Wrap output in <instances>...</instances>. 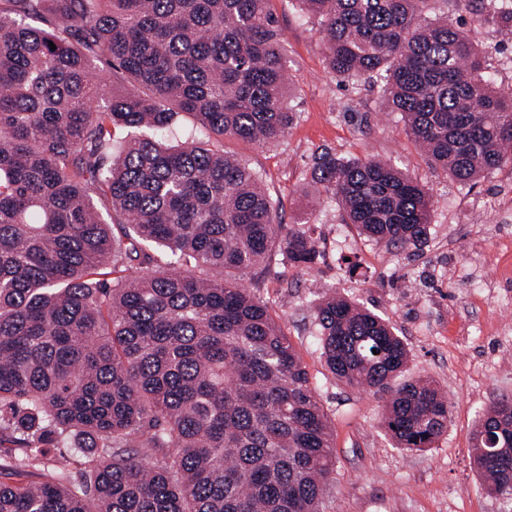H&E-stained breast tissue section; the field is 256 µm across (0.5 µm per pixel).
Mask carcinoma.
I'll return each instance as SVG.
<instances>
[{"label": "carcinoma", "mask_w": 512, "mask_h": 512, "mask_svg": "<svg viewBox=\"0 0 512 512\" xmlns=\"http://www.w3.org/2000/svg\"><path fill=\"white\" fill-rule=\"evenodd\" d=\"M268 2L0 0V512H321L326 413L237 282L275 252L310 264L317 243L283 232L259 174L215 147L267 145L293 121ZM297 2L328 69L381 82L451 181L512 162V94L471 36L512 30V0H456L455 18L436 0ZM102 58L110 81L92 78ZM180 114L208 139L167 143ZM311 179L369 239L426 240L427 192L392 165L324 150ZM314 316L336 379L385 398L396 447L444 435L448 398L404 378L393 327L331 294ZM471 441L488 490L511 497L512 399Z\"/></svg>", "instance_id": "cac0c4a2"}]
</instances>
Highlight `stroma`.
<instances>
[{
	"instance_id": "35a3bbf8",
	"label": "stroma",
	"mask_w": 512,
	"mask_h": 512,
	"mask_svg": "<svg viewBox=\"0 0 512 512\" xmlns=\"http://www.w3.org/2000/svg\"><path fill=\"white\" fill-rule=\"evenodd\" d=\"M284 32L294 121L278 142L223 141L280 201L279 219L318 242L319 257L292 265L273 257L243 285L282 322L335 435L336 478L324 512H512L489 494L471 450L482 409L512 398V162L473 185L434 169L404 131L381 88L331 73L317 21L296 0H270ZM495 86L512 92V33L475 34ZM376 158L416 179L430 203L419 247L394 249L344 221L341 202L314 184L315 153ZM331 292L358 302L395 328L409 352L405 375L429 377L448 394L447 432L423 450L396 447L381 426L383 402L337 381L321 357L314 304Z\"/></svg>"
}]
</instances>
